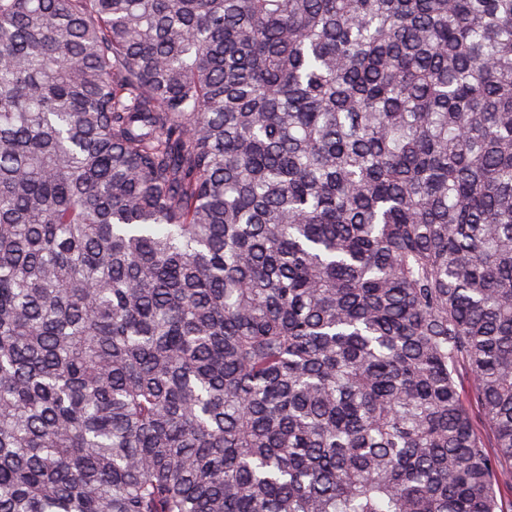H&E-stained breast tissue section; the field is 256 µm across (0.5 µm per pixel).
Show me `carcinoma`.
Masks as SVG:
<instances>
[{
    "instance_id": "obj_1",
    "label": "carcinoma",
    "mask_w": 512,
    "mask_h": 512,
    "mask_svg": "<svg viewBox=\"0 0 512 512\" xmlns=\"http://www.w3.org/2000/svg\"><path fill=\"white\" fill-rule=\"evenodd\" d=\"M504 461L512 0H0V512H512Z\"/></svg>"
}]
</instances>
